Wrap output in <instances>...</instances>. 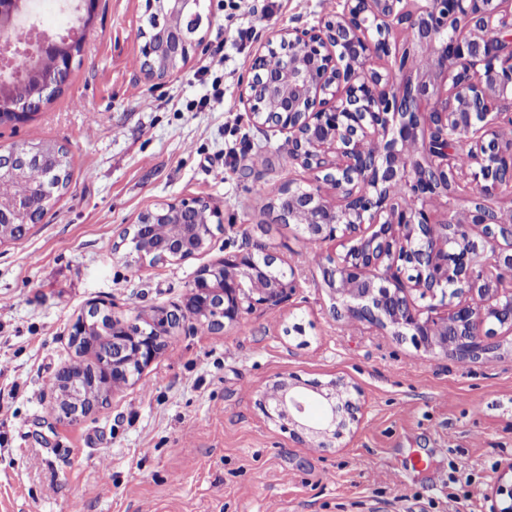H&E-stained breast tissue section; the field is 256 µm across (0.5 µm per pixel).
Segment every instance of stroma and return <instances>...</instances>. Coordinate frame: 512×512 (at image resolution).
<instances>
[{
    "instance_id": "obj_1",
    "label": "stroma",
    "mask_w": 512,
    "mask_h": 512,
    "mask_svg": "<svg viewBox=\"0 0 512 512\" xmlns=\"http://www.w3.org/2000/svg\"><path fill=\"white\" fill-rule=\"evenodd\" d=\"M339 0H200L203 44L166 79L141 68L147 0H99L62 90L0 147L64 146L71 180L27 234L0 244V512H490L512 475V335L496 357L434 358L335 316L313 255L346 251L279 223L270 205L309 171L240 101L274 33L310 28ZM248 37H240V30ZM222 70L204 73L215 52ZM223 107L205 106L215 91ZM207 198L224 218L208 247L149 264L120 241L156 204ZM266 245L300 286L213 333L188 323L94 413L60 421L50 384L75 357L72 325L93 303L122 319L181 302L196 274ZM294 375L345 378L363 421L339 448H305L267 419L259 393Z\"/></svg>"
}]
</instances>
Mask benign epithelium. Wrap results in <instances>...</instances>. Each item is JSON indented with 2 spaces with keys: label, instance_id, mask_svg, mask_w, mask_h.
<instances>
[{
  "label": "benign epithelium",
  "instance_id": "7a95c632",
  "mask_svg": "<svg viewBox=\"0 0 512 512\" xmlns=\"http://www.w3.org/2000/svg\"><path fill=\"white\" fill-rule=\"evenodd\" d=\"M71 25L49 32L29 25L20 46L9 30L29 20L31 0H0V88L25 86L19 98L0 95V123L14 127L54 97L67 77L75 49L83 47L98 0H66ZM198 0H152L156 25L139 33L142 66L150 80H163L187 61L195 42ZM341 10L310 29H284L255 54L252 77L241 100L258 126L271 124L287 135L288 156L312 174L309 190L288 183L273 209L283 224H296L314 242L342 238L347 249L320 262L324 285L354 326L388 330L434 357L452 356L468 364L487 357V336L512 334V221L484 204L491 196L512 197V0H421L411 10L404 0H341ZM431 58L425 75L413 76L405 58L399 82L379 62L390 56L398 27ZM457 137L468 156L458 167L448 156V139ZM19 152L0 155V178L13 176ZM472 191L464 218L436 224L429 202L451 208L459 181ZM339 194L332 204L322 185ZM35 210L26 198L0 197V243L11 240V225L27 222ZM208 211L214 223L222 213L203 198L175 200L142 212L135 228L145 247L140 259L167 262L195 256L206 245L200 220ZM175 224L166 242L150 240L153 224ZM300 288L294 268L275 265L260 242L245 252L224 255L204 268L185 302L161 312L162 331L152 336L138 319L112 318V350L102 360L112 365L117 386L150 362L186 321L210 318L214 330L236 326L256 307L277 308ZM430 304L420 306L413 292ZM459 297L443 315L433 301ZM101 309L92 307L72 325L73 343L99 330ZM326 399L319 422L307 409L317 395ZM259 405L267 418L297 428L305 445L333 448L358 426L364 402L353 384L334 380L327 394L308 392L294 377H281L262 391ZM91 411L80 389H70L54 413L72 420ZM491 512H512V483L500 484Z\"/></svg>",
  "mask_w": 512,
  "mask_h": 512
}]
</instances>
